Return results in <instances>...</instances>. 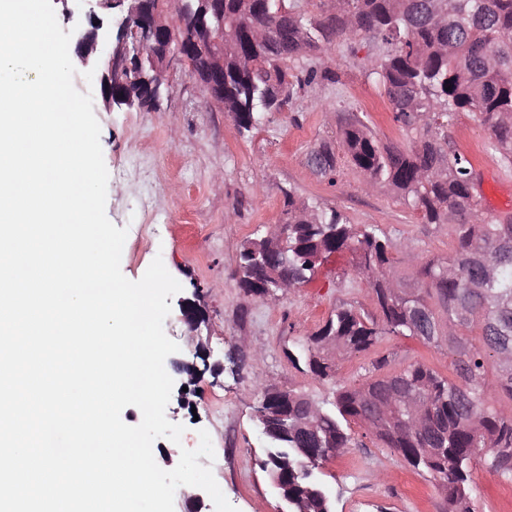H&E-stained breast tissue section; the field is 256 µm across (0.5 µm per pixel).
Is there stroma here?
Listing matches in <instances>:
<instances>
[{
    "mask_svg": "<svg viewBox=\"0 0 512 512\" xmlns=\"http://www.w3.org/2000/svg\"><path fill=\"white\" fill-rule=\"evenodd\" d=\"M373 45L365 38L335 41L329 53L333 78L312 84L278 112L261 113L252 131L239 130L230 114L206 103L204 88L189 74H173L172 89L152 110H117L104 105L99 87L85 71L74 86L93 92L103 157L109 172L106 215L127 228L123 275L142 278L154 259H162L182 286L181 297H198L206 320L190 335L169 313L166 335L175 341L179 358L193 360L196 343H204L210 360L222 372L205 371L196 382L195 409H176L175 423L184 426L180 443L157 439L158 465L173 469L181 449H194L199 430L212 440L210 466L219 487L237 512H283L285 505L261 469L264 437L254 420L262 385L306 395L317 403L332 401L337 384H358L373 362L388 356L389 372L423 364L450 375L453 356L446 338L426 344L404 336H383L371 349L334 358L330 377L296 368L290 353L307 343L336 306L375 310L369 281L357 275L349 253L332 255L313 279L275 298L246 295L239 286V247L275 230L287 219L286 191L296 203L341 211L352 224H374L393 240L410 244L411 254H398L399 271L410 261L448 259L455 251L448 224H426L387 189L366 190L362 176L339 160L335 180L310 164L321 143L338 145L339 121L357 115L385 142L403 137L391 111H372L380 93L363 68ZM458 149L472 157L482 173V209L490 218L512 215V170L501 166L488 147L490 137L467 112L454 119ZM351 443L322 465L323 480L335 512H445L447 503L428 475L409 466L396 452L351 424ZM474 512H512V480L471 464Z\"/></svg>",
    "mask_w": 512,
    "mask_h": 512,
    "instance_id": "stroma-1",
    "label": "stroma"
}]
</instances>
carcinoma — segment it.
<instances>
[{
    "mask_svg": "<svg viewBox=\"0 0 512 512\" xmlns=\"http://www.w3.org/2000/svg\"><path fill=\"white\" fill-rule=\"evenodd\" d=\"M367 36L382 53L367 64V75L386 97L393 120L409 141L406 147L385 145L359 120L340 128L339 150L365 177L366 189L387 188L426 224H450L455 256L421 268L427 288L416 296L437 299L454 341L453 377L414 364L391 375L358 385H337L335 400L316 405L304 428L296 417L311 400L273 385L269 399L288 401V433L265 437L262 470L278 481L276 491L288 512H335L334 502L319 479L320 462L311 449L342 453L351 442L347 432L360 422L361 400L387 382L405 380L430 399L422 429L404 431L388 416L370 436L394 450L414 469L440 475L448 512H473L470 467L478 456L486 468L512 480V412L483 403L487 359L512 353V218L484 216L477 171L454 144L451 126L458 112H470L490 135L489 145L501 164L512 168V0H327L316 15L298 10L292 0H224V111L237 127L250 131L262 112L280 110L317 78L331 74L330 45L337 39ZM317 53L319 65H302L295 73L288 63ZM310 163L329 177L337 168L331 147L314 148ZM288 237L274 254L264 238L240 249L239 283L245 293L257 287L253 278L266 268L288 274L293 285L311 280L316 265L348 251L356 272L372 286L376 313L362 315L338 306L324 326L310 337L294 365L326 377L331 370L321 349L331 346L348 356L372 346L377 337L428 336L431 317L407 319L401 305H391L392 279L402 287L394 254L405 248L378 233L359 229L336 210L296 204L285 193ZM481 322L477 345L459 331Z\"/></svg>",
    "mask_w": 512,
    "mask_h": 512,
    "instance_id": "cac0c4a2",
    "label": "carcinoma"
}]
</instances>
